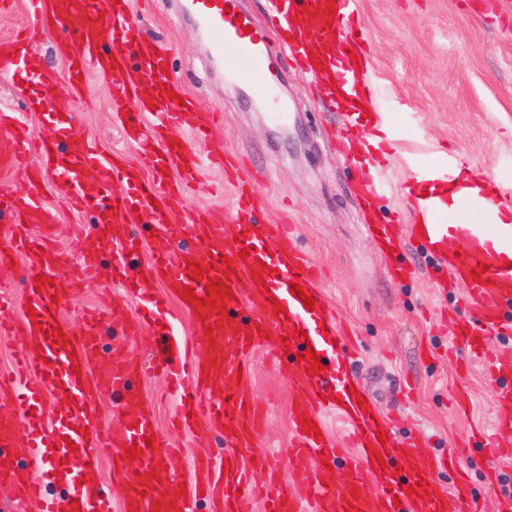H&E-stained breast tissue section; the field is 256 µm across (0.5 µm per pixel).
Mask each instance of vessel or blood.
I'll return each mask as SVG.
<instances>
[{
	"label": "vessel or blood",
	"mask_w": 512,
	"mask_h": 512,
	"mask_svg": "<svg viewBox=\"0 0 512 512\" xmlns=\"http://www.w3.org/2000/svg\"><path fill=\"white\" fill-rule=\"evenodd\" d=\"M34 26L0 44V62H9L33 77L28 95L29 111L53 115L48 135L35 137L28 124L10 112L0 113V168L17 175H49L56 192L74 209L93 211L94 227L82 240L83 258L79 281L105 279L137 296L141 306L130 313L123 303L109 299L86 310L82 327L62 317V307L75 298L74 290L37 288L38 276L56 277L64 269L63 253L52 237L58 221L39 189L18 196L0 189V261L22 256V298L33 315L7 318L13 306L11 294L0 292V334L22 342L14 371L0 378V486L10 498L0 512L14 504L34 505L36 512H59L58 500L46 486L29 475L32 465L47 458L68 460L71 467L97 469L104 455L112 457V476L123 484L120 500H112L105 487L77 491L78 512H199L203 498L221 496L224 512H245L248 502L261 499L263 512H481L477 496L458 454L442 460L452 471V486L437 482L423 466L418 442H380L379 432H391L389 421L376 411H364L351 387L355 382L347 366L331 364L330 352L341 333L319 288V271L299 247L293 225L258 224L254 215L263 203L262 179L240 173L234 157L226 154L217 139V113L203 109L185 95L181 84L168 72V52L144 39L140 23L131 10V0H28ZM240 0H184L215 59L230 57L233 67L255 75L256 93L270 84L265 52V28L251 18L240 17ZM335 15H328L327 3ZM291 54L313 58L322 66L321 78L330 95L347 105L345 133L368 134L371 125L362 119L365 89L360 72L370 69V60L353 62L354 40L366 32L356 9V0H273L270 15ZM58 37L70 92L51 95L54 72L40 68L44 34ZM319 52H312V44ZM95 73L109 90L113 109L127 117L123 133L136 149L137 160L105 156L97 143L79 131L72 116L84 89L83 77ZM150 122H143L142 113ZM188 127L190 137L172 146V132ZM39 164L28 168L30 155ZM216 169L233 189L230 208L197 209L173 224L168 203L202 182L203 173ZM362 192L365 201L382 191L378 170L370 151L361 154ZM123 192L112 193L114 180ZM465 205L482 206L488 213L512 206V198L500 195L494 183L481 180L477 188L454 183ZM413 209L424 220L422 240L458 283L472 311L465 333L470 357L495 381V421L483 436L482 451L490 459H512V358L498 354L493 342L512 336V320L504 311L512 307V265L503 266L489 253L483 237L487 229L464 222L448 223L433 196L417 195ZM234 223L242 237L225 239L227 223ZM151 228L148 245H141L134 225ZM367 233L385 248H398L403 227L399 224L367 225ZM248 257H241V250ZM110 263H103V254ZM209 267L221 278L223 291L207 293L204 283L189 276L188 261ZM481 280H473L475 268ZM305 288L316 302L306 309L292 295V285ZM193 286L197 297H211V304L188 306L193 314L192 332H184L170 316L167 303L176 289ZM283 313H274L273 303ZM163 325L155 346V369L172 385L175 403L172 424L195 430L200 438L223 435L231 453L207 461L211 481L183 490L181 482L151 451L147 437L157 444L165 438L158 427L150 397L131 388L134 367L123 348H116L107 368H98L100 326L112 323L127 337L137 336L145 319ZM304 339L294 340V331ZM63 332L66 344L51 343L49 336ZM290 346H283V339ZM268 349L274 365H285L291 390L292 420L288 458L300 486L307 488V501L281 485L272 458L258 440L263 419L258 416L251 392L235 368L236 361L257 347ZM319 354L320 374H310L306 351ZM220 383L222 391L205 395V388ZM65 387L70 409L59 415L57 428H48L34 414L48 393ZM124 391L133 411L124 425L105 428L95 403L97 395ZM335 414L344 424V440L325 430V418ZM309 416L323 431L322 437L306 432L301 416ZM137 448L128 459L126 451ZM247 448L251 462H242L233 451ZM155 468L156 478L143 480L135 468ZM269 471L266 486L253 481L255 470ZM425 492H417V483Z\"/></svg>",
	"instance_id": "b4317fda"
}]
</instances>
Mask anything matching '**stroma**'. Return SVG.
I'll use <instances>...</instances> for the list:
<instances>
[{
  "label": "stroma",
  "instance_id": "stroma-1",
  "mask_svg": "<svg viewBox=\"0 0 512 512\" xmlns=\"http://www.w3.org/2000/svg\"><path fill=\"white\" fill-rule=\"evenodd\" d=\"M131 2L144 36L168 49L174 77L201 106L223 113L218 138L225 150L266 174L259 222L297 224L300 247L321 270L327 304L355 337L360 386L394 420L395 440L416 434L425 439L424 461L432 465L434 479L452 486V474L434 463L471 428L492 426L494 383L482 369L465 368L466 346H456L451 356L444 353L446 320L464 322L471 316L461 303L462 290L438 295L428 278L436 258L408 243L400 257L421 274L392 279L391 258L366 236L364 213L374 209L385 224L414 223L404 189L416 184L417 162L424 155L478 169L512 190V5L507 0H359L368 32L363 49L372 59L373 105L397 141L385 169L387 192L368 207L357 195V172L330 146L340 107L327 101L318 81L302 76V61L288 54L280 37L270 36L266 46L279 79L266 95L255 97L243 78L215 68L181 0ZM17 83L13 68L1 65L0 107L18 113L34 135H44L47 121L28 111ZM279 112L286 120H276ZM75 122L103 152L135 160L97 77L87 83ZM47 201L58 212L55 247L78 262L80 235L94 225V213H78L52 194ZM108 295L137 306L118 285L86 283L62 314L80 324L83 308ZM126 355L141 367L133 387L152 397L158 425L167 432L163 454L171 473L185 484L205 479L194 464L221 458L223 436L203 442L193 431L170 430L174 404L149 369L148 346L130 343ZM242 367L265 419L260 441L279 455L278 478L290 481L288 459L281 454L290 433L288 380L261 348ZM461 387L468 389L470 402L463 413L453 402Z\"/></svg>",
  "mask_w": 512,
  "mask_h": 512
}]
</instances>
